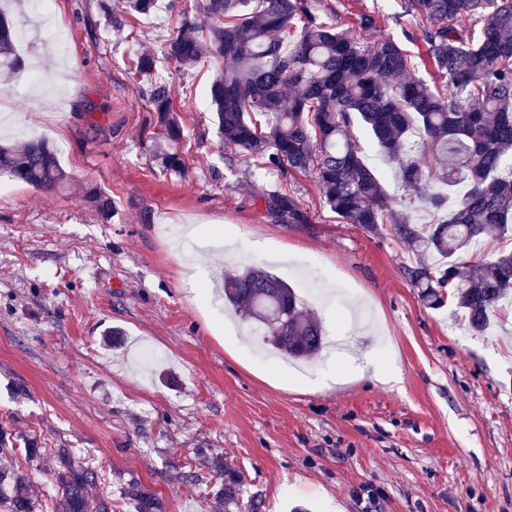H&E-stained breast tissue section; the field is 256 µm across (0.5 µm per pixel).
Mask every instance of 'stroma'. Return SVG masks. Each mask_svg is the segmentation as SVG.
<instances>
[{"label":"stroma","mask_w":512,"mask_h":512,"mask_svg":"<svg viewBox=\"0 0 512 512\" xmlns=\"http://www.w3.org/2000/svg\"><path fill=\"white\" fill-rule=\"evenodd\" d=\"M320 3L344 28L377 17L368 41L408 31L424 49L427 23L403 0ZM0 9L27 23L18 49L43 79L5 137L46 139L69 174L51 191L0 177V426L46 450L0 455V466L27 471L38 512H52L55 448L98 472L91 496L116 500L138 481L166 512H211L207 455L239 470L266 512H512V337L473 335L451 307H425L404 275L416 253L390 228L341 223L312 175L268 173L224 143L212 67L185 73L161 56L175 13L53 0L70 41L61 55L28 0ZM143 52L173 91L182 179L152 161L150 85L128 69ZM277 193L296 199L302 222L270 205ZM250 265L292 284L310 266L344 291L313 306L346 349L301 363L245 339L241 314L214 311L195 274ZM365 357L396 381L359 372ZM190 469L199 484L183 482Z\"/></svg>","instance_id":"stroma-1"}]
</instances>
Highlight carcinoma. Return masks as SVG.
Wrapping results in <instances>:
<instances>
[{"instance_id": "obj_1", "label": "carcinoma", "mask_w": 512, "mask_h": 512, "mask_svg": "<svg viewBox=\"0 0 512 512\" xmlns=\"http://www.w3.org/2000/svg\"><path fill=\"white\" fill-rule=\"evenodd\" d=\"M409 9L430 23L423 40L426 61L437 83L415 75L403 39L390 35L367 44L376 20L340 29L324 21L318 0H205L204 22L186 9L164 42L166 58L180 68L216 63L209 97L224 142L269 171L310 172L324 203L345 224L377 234L383 224L431 263L404 268L431 309L451 306L474 335L488 333L494 317L512 307V0H407ZM158 0H128L132 15H148ZM481 23L468 38L454 22ZM19 30L0 12V73L25 68L17 52ZM133 73L150 79L155 59L141 54ZM150 105L158 114L168 147L159 151L162 171L183 176L184 157L176 144L181 122L171 91L155 86ZM361 126L381 152L398 164L401 195L366 165L352 138ZM433 158L427 167L421 156ZM0 175L38 190L68 178L56 149L44 140L0 143ZM423 206L433 220L417 224L400 218L402 200ZM273 203L302 221L295 199L276 194ZM504 247L487 254L483 245ZM484 255L477 266L469 256ZM224 303L243 310L263 341L297 359H312L325 345L322 324L277 275L248 266L224 277ZM24 445L26 456L40 453L35 442L0 427V454ZM56 494L53 512H112V498H92L88 487L97 471L68 448L53 450ZM222 472L214 492L218 512H263V502L246 495L243 475L212 459ZM134 512H165L159 495L134 482L124 494ZM0 512H37L30 479L20 468L0 469Z\"/></svg>"}]
</instances>
